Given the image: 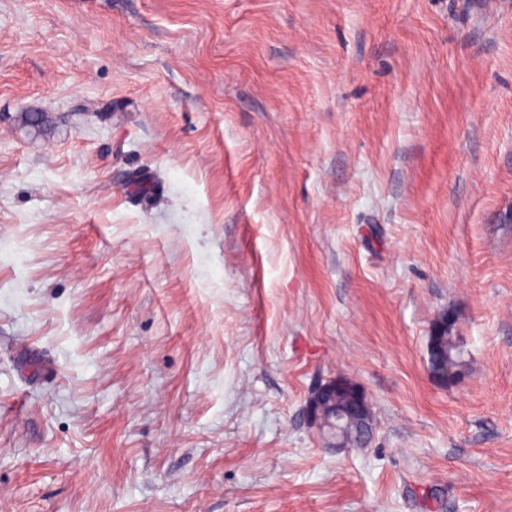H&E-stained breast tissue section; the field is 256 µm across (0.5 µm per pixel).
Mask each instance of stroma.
I'll list each match as a JSON object with an SVG mask.
<instances>
[{
    "label": "stroma",
    "instance_id": "1",
    "mask_svg": "<svg viewBox=\"0 0 512 512\" xmlns=\"http://www.w3.org/2000/svg\"><path fill=\"white\" fill-rule=\"evenodd\" d=\"M509 211L512 0H0V512H512ZM441 340L439 345L441 350L448 354L447 356H437L433 350L429 351V368L433 377L436 379L447 382L448 377H452L456 373V365L448 360L457 361L461 366L460 361V342L458 336H454L451 330L443 331L440 334ZM339 388H347L355 392V396L351 398V403L346 406L343 410L336 412L335 398L336 392ZM323 406H329L332 408V418H325L323 421L319 420L318 409ZM370 404L366 400L364 394L358 388V386L347 378H336V380L329 381L325 384L317 387L309 396L307 400V409L310 418L314 425L319 428L324 438L328 441L329 446H346L337 435L336 430L338 425L332 420L333 418L337 421L342 420V413L345 411L350 417L354 419H365L368 418Z\"/></svg>",
    "mask_w": 512,
    "mask_h": 512
}]
</instances>
